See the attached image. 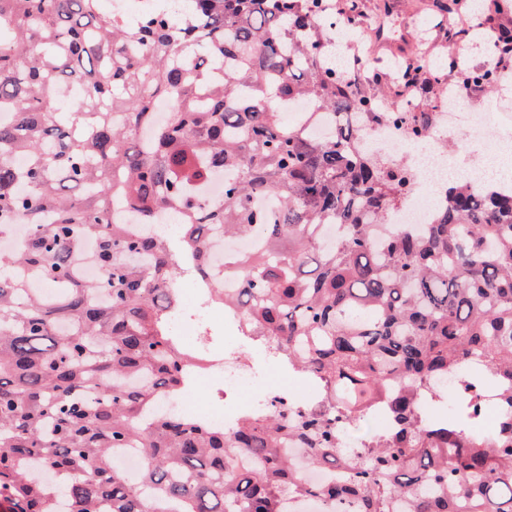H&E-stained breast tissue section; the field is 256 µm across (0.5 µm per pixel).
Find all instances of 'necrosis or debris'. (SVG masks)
I'll return each mask as SVG.
<instances>
[{"label": "necrosis or debris", "instance_id": "1", "mask_svg": "<svg viewBox=\"0 0 512 512\" xmlns=\"http://www.w3.org/2000/svg\"><path fill=\"white\" fill-rule=\"evenodd\" d=\"M468 96V91L461 89L441 103L438 123L421 137L409 136L396 118L397 111L411 106L406 97L394 100L392 112L368 126L371 152L386 159L406 160L411 171L409 191L393 210L391 223H428L433 196L440 193L444 180H463L478 189L496 170L498 146L512 143V95L501 94L483 113L471 112ZM449 130L456 133L457 142L454 148L446 149L441 141ZM475 137L494 142L496 148L473 161H463L462 156L470 152ZM206 243L215 284L226 293H236L243 280L232 260L255 249L257 239L227 238L214 229ZM170 285L182 293L180 309L173 319L175 333L180 337L191 336V348L200 349L204 362L195 368L194 374L207 380L215 396L207 405H199L193 396L195 387L190 384L177 394L159 395L154 402L155 413L202 419L230 432L247 416L271 412L293 420L319 404L318 394L297 388V375L286 362L270 356L266 345L238 335L240 313H226L223 322H216L205 302V283L197 274L195 260H187ZM205 334L223 337L224 342L219 346L201 344L199 338ZM331 426L343 446V462L333 470L305 468L303 477L308 483L321 485L348 476V463L356 446L350 423L339 417Z\"/></svg>", "mask_w": 512, "mask_h": 512}]
</instances>
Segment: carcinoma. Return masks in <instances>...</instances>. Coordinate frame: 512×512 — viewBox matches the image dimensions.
I'll return each mask as SVG.
<instances>
[{
    "label": "carcinoma",
    "instance_id": "carcinoma-1",
    "mask_svg": "<svg viewBox=\"0 0 512 512\" xmlns=\"http://www.w3.org/2000/svg\"><path fill=\"white\" fill-rule=\"evenodd\" d=\"M361 14L359 0H182L130 20L101 15L98 0H0V110L16 113L0 124V232L31 225L21 250L0 254V512H289L290 492L355 499L360 512L400 500L407 512H512V192L460 181L424 229L378 238L410 174L360 148L347 115L388 89L341 76L318 19L356 31ZM422 72L441 91L450 75L496 88L490 70L413 57L395 91ZM74 86L78 109L59 110ZM160 99L167 122L138 133ZM297 99L338 119L330 138L288 123L281 108ZM433 102L417 99L406 118L414 135L435 121ZM219 169L215 209L195 192ZM117 190L142 224L178 210L203 272L212 225L259 239L238 259L245 288L208 301L242 310L243 335L323 378L321 413L246 418L230 433L185 417L144 423L203 357L170 329L169 248L111 220ZM265 197L275 214L257 207ZM327 221L343 228L331 246ZM88 238L107 271L98 282L76 275ZM30 274L50 293H31ZM469 361L498 386L494 442L416 410L422 389ZM364 401L385 405L392 436L364 431L348 480L305 485L288 440L313 449L309 464L336 465L327 412ZM122 449L147 460L135 479L113 465Z\"/></svg>",
    "mask_w": 512,
    "mask_h": 512
}]
</instances>
